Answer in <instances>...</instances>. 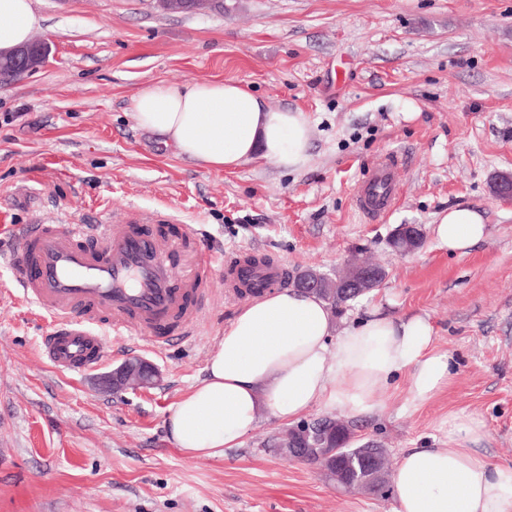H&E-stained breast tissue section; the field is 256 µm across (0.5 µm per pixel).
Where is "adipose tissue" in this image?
Masks as SVG:
<instances>
[{
    "label": "adipose tissue",
    "instance_id": "ef3b65f1",
    "mask_svg": "<svg viewBox=\"0 0 512 512\" xmlns=\"http://www.w3.org/2000/svg\"><path fill=\"white\" fill-rule=\"evenodd\" d=\"M38 17L32 0H0V52L27 45ZM139 128L204 168L233 169L258 158L298 171L312 146L300 109L271 108L232 81L148 85L134 100ZM439 248L466 254L485 236L480 212L459 206L435 225ZM316 296L287 288L240 308L211 353L205 378L171 409L170 440L191 457L237 447L263 414L295 422L315 409L351 416L381 412L380 388L406 378L411 405L431 400L451 379L448 353L420 314L372 310L341 331ZM448 445L416 448L395 472V512H512V468H497L477 445L478 416L448 415Z\"/></svg>",
    "mask_w": 512,
    "mask_h": 512
}]
</instances>
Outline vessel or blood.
Wrapping results in <instances>:
<instances>
[{
	"label": "vessel or blood",
	"instance_id": "obj_1",
	"mask_svg": "<svg viewBox=\"0 0 512 512\" xmlns=\"http://www.w3.org/2000/svg\"><path fill=\"white\" fill-rule=\"evenodd\" d=\"M397 156L384 155L368 165L353 190L358 211L375 221L397 200ZM140 215L127 211L109 224H30L12 235V270L25 299L45 313L52 329L44 337L43 355L62 370H91L108 352L97 329L163 344L154 328L178 323L182 334L195 327L202 310L194 297L206 289L214 271L237 293L243 282L282 284L287 270L271 262L248 265L230 254L198 253L190 270L178 273L165 259L162 239L140 229Z\"/></svg>",
	"mask_w": 512,
	"mask_h": 512
}]
</instances>
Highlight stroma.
Segmentation results:
<instances>
[{
	"label": "stroma",
	"mask_w": 512,
	"mask_h": 512,
	"mask_svg": "<svg viewBox=\"0 0 512 512\" xmlns=\"http://www.w3.org/2000/svg\"><path fill=\"white\" fill-rule=\"evenodd\" d=\"M45 64L0 83V247L14 225L101 224L135 208L155 225L176 269L195 248L270 257L290 273L335 275L353 256L385 271L380 287L336 313L342 330L372 308L426 316L453 374L413 408L407 388L382 392V413L344 416L353 447L390 463L439 448L449 413L479 416V450L512 467V202L493 197L512 175V0H217L170 13L156 0H33ZM237 81L274 108L307 112L310 159L297 172L255 160L206 169L137 127L149 84ZM398 155V201L373 222L353 186L375 158ZM457 206L478 209L486 235L462 256L432 228ZM401 224L422 245H390ZM244 304L213 272L190 339L155 349L105 333L108 360L53 368L39 349L49 321L0 260V512H394L395 488L342 491L320 466L283 457L284 423L264 416L236 448L190 458L165 421L206 375L224 327ZM140 358L153 385L119 393L98 379ZM408 234L412 235L413 239L408 240ZM422 234V229L417 225L401 224L393 230L391 240L395 243L400 253L406 254L418 247L421 242Z\"/></svg>",
	"instance_id": "obj_1"
}]
</instances>
